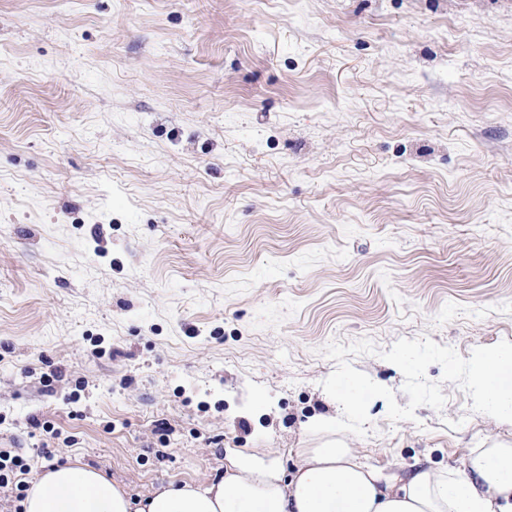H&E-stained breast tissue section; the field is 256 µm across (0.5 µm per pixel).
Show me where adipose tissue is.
Returning <instances> with one entry per match:
<instances>
[{
    "instance_id": "1",
    "label": "adipose tissue",
    "mask_w": 512,
    "mask_h": 512,
    "mask_svg": "<svg viewBox=\"0 0 512 512\" xmlns=\"http://www.w3.org/2000/svg\"><path fill=\"white\" fill-rule=\"evenodd\" d=\"M311 428L327 439L304 449L289 477L267 454L240 453L218 480L172 482L136 501L102 471L70 461L30 480L22 512H512V446L475 449L459 477L433 469L397 477L337 440L346 421L323 417Z\"/></svg>"
}]
</instances>
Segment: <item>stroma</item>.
I'll use <instances>...</instances> for the list:
<instances>
[{
  "mask_svg": "<svg viewBox=\"0 0 512 512\" xmlns=\"http://www.w3.org/2000/svg\"><path fill=\"white\" fill-rule=\"evenodd\" d=\"M512 342V0H0V444L141 498L294 469L323 349ZM368 406L358 459L459 476L512 425ZM54 428L46 434L44 425Z\"/></svg>",
  "mask_w": 512,
  "mask_h": 512,
  "instance_id": "1",
  "label": "stroma"
}]
</instances>
